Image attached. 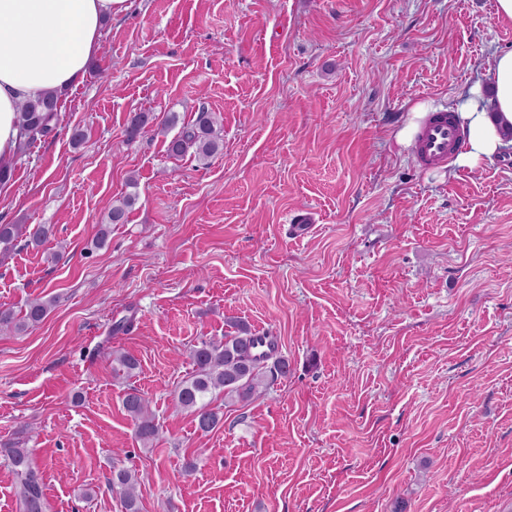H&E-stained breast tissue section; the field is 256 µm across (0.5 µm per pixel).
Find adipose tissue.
I'll return each mask as SVG.
<instances>
[{
  "label": "adipose tissue",
  "instance_id": "adipose-tissue-1",
  "mask_svg": "<svg viewBox=\"0 0 512 512\" xmlns=\"http://www.w3.org/2000/svg\"><path fill=\"white\" fill-rule=\"evenodd\" d=\"M126 8L127 0H0V158L17 147L20 105L48 92L67 98L83 81L105 22ZM487 77L492 95L478 83L459 95L466 144L456 164L479 165L508 146L512 49L495 55Z\"/></svg>",
  "mask_w": 512,
  "mask_h": 512
}]
</instances>
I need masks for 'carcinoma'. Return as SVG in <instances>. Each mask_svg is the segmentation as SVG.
<instances>
[{
  "mask_svg": "<svg viewBox=\"0 0 512 512\" xmlns=\"http://www.w3.org/2000/svg\"><path fill=\"white\" fill-rule=\"evenodd\" d=\"M60 106L55 95L48 93L36 102H26L19 107L17 120L20 136L17 153H25L32 145L51 136L59 122ZM152 117L146 112L129 114L125 128L126 139L134 142L146 132ZM217 118L207 109L197 112L194 121L170 139L167 150L170 155L181 157L188 149H195L200 159H208L223 149V139L217 133ZM132 191L119 204L112 207L109 222L101 224L91 241V248L106 245L112 233V225L122 224L126 213L137 200V182L128 181ZM50 233L47 224H0V261L23 244L27 247L43 245ZM53 300L34 298L27 302L24 314L17 316L10 309L0 308V334H14L38 327L50 312ZM233 331L222 340L200 339L186 350L193 366L189 376L176 387L173 399L177 407L191 413L197 429L209 433L224 421V413L213 406L218 396L229 405L249 403L268 392L281 378L288 377V358L279 353L275 343L259 353L260 339L244 323L232 322ZM115 371L133 373L138 367L136 358L125 352L114 353ZM123 407L131 417L139 440L148 443L159 435L149 400L138 390L132 389L123 399ZM0 457L7 461L16 479V496L19 512H48L47 498L40 472L33 463L30 449L21 441L0 442ZM112 493L119 497L125 512H138L137 488L139 474L128 468L112 470L108 479Z\"/></svg>",
  "mask_w": 512,
  "mask_h": 512,
  "instance_id": "1",
  "label": "carcinoma"
}]
</instances>
